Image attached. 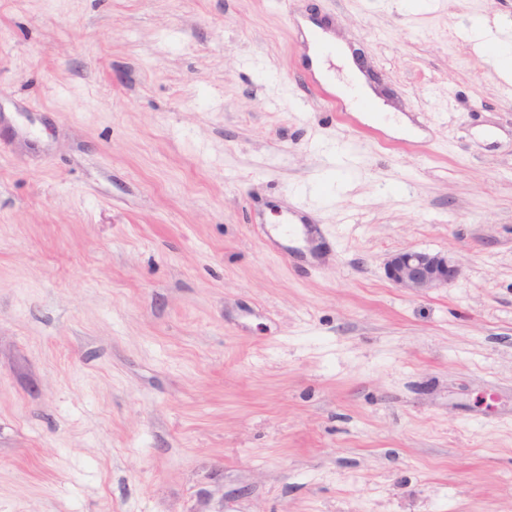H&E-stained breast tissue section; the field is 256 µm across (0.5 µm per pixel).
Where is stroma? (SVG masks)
Segmentation results:
<instances>
[{"mask_svg":"<svg viewBox=\"0 0 512 512\" xmlns=\"http://www.w3.org/2000/svg\"><path fill=\"white\" fill-rule=\"evenodd\" d=\"M305 17L413 134L327 91ZM480 19L512 39V0H0V512H512ZM405 248L462 274L408 295Z\"/></svg>","mask_w":512,"mask_h":512,"instance_id":"obj_1","label":"stroma"}]
</instances>
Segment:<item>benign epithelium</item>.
I'll list each match as a JSON object with an SVG mask.
<instances>
[{"instance_id": "obj_1", "label": "benign epithelium", "mask_w": 512, "mask_h": 512, "mask_svg": "<svg viewBox=\"0 0 512 512\" xmlns=\"http://www.w3.org/2000/svg\"><path fill=\"white\" fill-rule=\"evenodd\" d=\"M385 272L395 287L414 296L446 288L460 276V268L448 254L413 249L391 255L385 263Z\"/></svg>"}]
</instances>
